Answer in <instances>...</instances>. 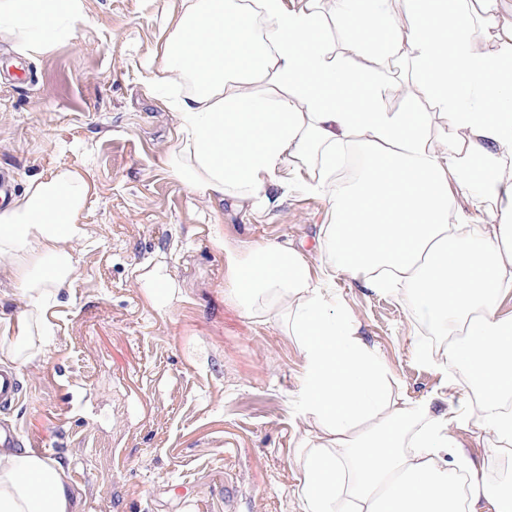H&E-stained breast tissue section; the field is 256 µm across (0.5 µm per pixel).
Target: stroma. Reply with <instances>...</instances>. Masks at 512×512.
Wrapping results in <instances>:
<instances>
[{
  "label": "stroma",
  "instance_id": "stroma-1",
  "mask_svg": "<svg viewBox=\"0 0 512 512\" xmlns=\"http://www.w3.org/2000/svg\"><path fill=\"white\" fill-rule=\"evenodd\" d=\"M171 0H85L71 35L36 58L0 40V174L12 193L66 168L89 193V241L51 311L54 334L19 365V397L0 422L17 447L43 448L81 488V512H302L294 416L302 358L275 324L245 318L224 295L213 225L239 243L316 246L326 197L289 174L259 212L210 204L173 179L175 120L144 60L163 44ZM404 65L382 68L386 107L427 110ZM163 266L173 299L159 307L142 276ZM339 301L361 325L400 396L439 375L413 354L428 330L396 298L350 278Z\"/></svg>",
  "mask_w": 512,
  "mask_h": 512
}]
</instances>
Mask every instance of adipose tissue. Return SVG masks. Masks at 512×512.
<instances>
[{"mask_svg": "<svg viewBox=\"0 0 512 512\" xmlns=\"http://www.w3.org/2000/svg\"><path fill=\"white\" fill-rule=\"evenodd\" d=\"M178 0L145 68L184 85L168 100L177 125L167 165L192 193L258 212L287 170L325 195L315 257L291 241L233 243L216 232L226 297L257 322L280 323L304 361L298 414L303 512H512V480L488 484L459 434L512 456V20L479 0ZM83 0H0V38L23 56L50 52ZM354 34L355 69L336 57L330 19ZM410 66L432 109L390 111L376 64ZM367 160L354 185L334 182L336 155ZM465 189L457 207L451 186ZM88 184L61 169L0 206V282L26 301L0 316V368L36 358L54 334L48 311L87 238ZM347 276L396 297L442 339L421 361L441 393L392 397L391 371L336 301ZM78 489L51 458L0 450V512H76Z\"/></svg>", "mask_w": 512, "mask_h": 512, "instance_id": "obj_1", "label": "adipose tissue"}]
</instances>
